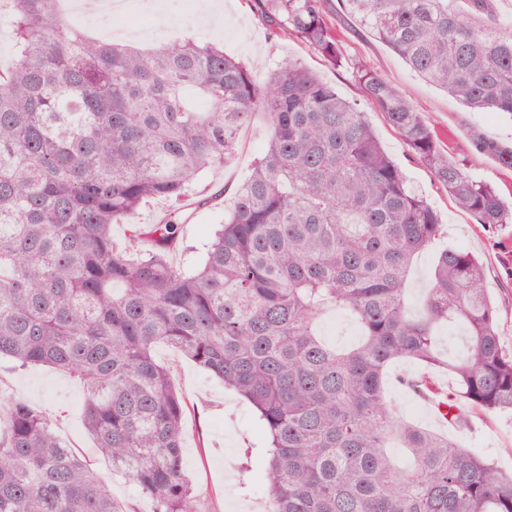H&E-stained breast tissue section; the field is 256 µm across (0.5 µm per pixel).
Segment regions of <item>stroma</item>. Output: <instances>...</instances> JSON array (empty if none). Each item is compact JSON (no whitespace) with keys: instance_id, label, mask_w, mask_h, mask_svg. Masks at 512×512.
Masks as SVG:
<instances>
[{"instance_id":"35a3bbf8","label":"stroma","mask_w":512,"mask_h":512,"mask_svg":"<svg viewBox=\"0 0 512 512\" xmlns=\"http://www.w3.org/2000/svg\"><path fill=\"white\" fill-rule=\"evenodd\" d=\"M325 15L344 52L346 63L328 65L309 44L292 37L271 34L256 13L252 0H135L127 13L125 31L112 39L137 47L161 45L194 36L223 47L226 54L246 63L274 65L300 62L350 101L361 92L352 77V65L362 62L398 87L418 111L431 117L440 146L474 178L490 182L504 199H512V167L494 153L480 150L483 142L512 149V117L497 112H478L450 98L444 90L416 75L389 48L361 29L343 0H323ZM368 120L388 156L400 167L409 185L440 211L446 229L418 257L410 279L412 308H419L438 252L459 247L481 257L487 270V288L499 311L498 332L505 351L512 353V224L477 223L461 210L435 182L429 170L410 152L385 122L380 112L369 111ZM267 142L266 121L256 114L243 130L235 153L224 168L205 172L199 186L223 188L224 203L216 209L191 213L179 233L180 247L174 259L185 270L203 261L218 225L233 204L234 194L249 177ZM160 362L172 365L174 384L190 401L183 463L211 512H266L262 466L241 473L238 465L244 448L267 444L251 405L190 360L158 346ZM411 361L396 362L385 384L387 397L405 418L433 428L431 408L400 382L417 373ZM84 387L76 378L48 366L17 367L0 357V400H22L40 408L55 424L58 436L80 457L93 462L122 512H151L149 501L124 474L113 471L86 431L79 405ZM465 447L476 449L500 468L512 472V414L484 418L474 416L471 428L455 431Z\"/></svg>"}]
</instances>
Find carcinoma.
I'll use <instances>...</instances> for the list:
<instances>
[{
  "label": "carcinoma",
  "instance_id": "obj_1",
  "mask_svg": "<svg viewBox=\"0 0 512 512\" xmlns=\"http://www.w3.org/2000/svg\"><path fill=\"white\" fill-rule=\"evenodd\" d=\"M60 0H0L12 61L0 65V356L46 365L85 387L82 418L112 468L152 512H210L182 460L188 404L160 344L256 410L267 446L268 512H512V473L400 418L386 369L412 360L408 388L455 429L472 413L512 412V353L472 252H440L419 313L406 284L443 231L381 148L359 104L284 62L258 83L244 62L191 37L144 52L91 39ZM261 21L342 63L323 0H255ZM349 13L424 81L478 112L512 115V22L497 0H345ZM362 97L480 224L512 206L437 142L429 119L369 67ZM268 147L194 272L171 260L183 215L112 225L148 201L193 198L224 165L256 110ZM121 286L115 292V286ZM357 322L345 349L315 324ZM462 324L450 361L437 329ZM453 378V392L435 373ZM0 512H122L106 484L22 400L0 404Z\"/></svg>",
  "mask_w": 512,
  "mask_h": 512
}]
</instances>
